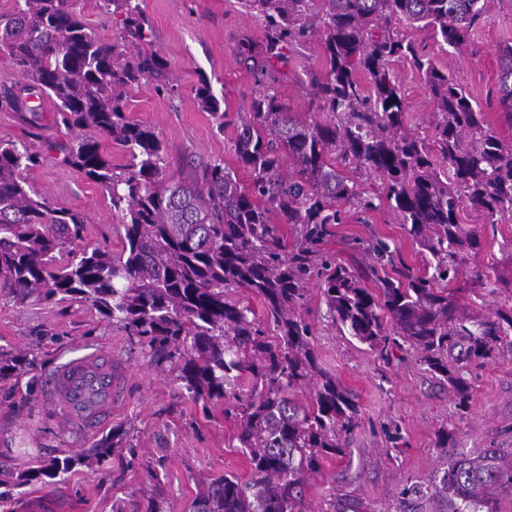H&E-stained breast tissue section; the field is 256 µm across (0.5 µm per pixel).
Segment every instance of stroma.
Returning <instances> with one entry per match:
<instances>
[{
  "instance_id": "35a3bbf8",
  "label": "stroma",
  "mask_w": 512,
  "mask_h": 512,
  "mask_svg": "<svg viewBox=\"0 0 512 512\" xmlns=\"http://www.w3.org/2000/svg\"><path fill=\"white\" fill-rule=\"evenodd\" d=\"M154 31V47L168 65L178 95L157 94L145 80L127 94L131 121L154 129L168 146L166 171L190 176L195 167L224 160L233 164L236 129H218L195 98L199 79H206L226 112L236 113L250 99L255 79L239 48L241 36L264 39L259 20L237 0H140ZM403 34L429 53L482 106L488 123L512 142V125L500 117L498 45L512 43V0H488L487 11L463 52H444L425 30ZM278 93L291 112L309 120L311 82L326 72L320 40L290 53ZM393 72L402 87L409 123L431 138L433 109L419 75L403 62ZM42 139L29 181L51 203L84 213L87 239L111 251L121 248V219L107 194L61 154L52 141L66 140L67 129L54 125V104L40 100ZM463 224L479 229L482 248L458 275L453 298L460 312H512V218L483 223L464 209ZM381 238L400 258L418 267L415 244L387 209L361 214L348 211L327 250L348 266L367 263L356 239ZM499 276L496 290L469 286L473 270ZM304 310L317 325L314 347L321 366L356 397L359 426L341 438L343 454L323 457L307 485L308 512H445L444 502L428 496L401 498L403 485L441 477L451 458L485 448L512 451V345L492 358L465 363L466 409L448 383L428 371L414 350L393 351L382 359L345 331L323 323L326 306L316 285H308ZM109 348L128 365L130 375L112 410V421L97 433H74L45 403L44 377L75 350ZM0 352L26 365L16 380L0 383V490L9 499L0 512H30L35 500L51 498L56 512H128L131 504L159 499L163 512H189L201 480L232 474L250 477L247 456L235 440L238 421L225 415L223 404L203 409L183 394L174 362L154 359L136 337L102 319L80 302L15 303L0 298ZM122 434V448L134 449L139 465L119 469L111 464L78 465L57 485H19L15 479L41 461L98 447ZM447 445H440V437Z\"/></svg>"
}]
</instances>
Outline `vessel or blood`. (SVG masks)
I'll list each match as a JSON object with an SVG mask.
<instances>
[{
  "instance_id": "1",
  "label": "vessel or blood",
  "mask_w": 512,
  "mask_h": 512,
  "mask_svg": "<svg viewBox=\"0 0 512 512\" xmlns=\"http://www.w3.org/2000/svg\"><path fill=\"white\" fill-rule=\"evenodd\" d=\"M115 385L111 356L84 353L51 371L48 402L60 409L67 426L98 429L112 416Z\"/></svg>"
}]
</instances>
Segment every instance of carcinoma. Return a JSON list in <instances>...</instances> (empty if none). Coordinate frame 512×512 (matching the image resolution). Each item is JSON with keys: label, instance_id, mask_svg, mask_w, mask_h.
<instances>
[{"label": "carcinoma", "instance_id": "cac0c4a2", "mask_svg": "<svg viewBox=\"0 0 512 512\" xmlns=\"http://www.w3.org/2000/svg\"><path fill=\"white\" fill-rule=\"evenodd\" d=\"M239 3L265 29L263 44L246 38L240 45L256 90L234 122L235 166L215 160L191 180L166 174L165 144L125 112L128 90L143 80L169 96L177 90L151 49L153 29L138 0H95L121 26L119 45L90 31L69 0H23L0 12V54L29 80L20 92L3 90L0 110L27 112L38 129L41 108L31 98L45 95L55 101L57 126L92 129L128 155L114 167L100 142L82 134L56 145L120 214L124 235L114 254L85 242L82 213L34 190L26 176L39 159L33 143L0 139V297L82 302L151 355L177 360L182 389L203 410L232 403L250 479L225 474L205 483L193 512H306V486L320 458L344 453L340 434L351 433L359 418L354 394L318 367L314 328L298 311L307 284L318 286L333 325L384 358L395 348L414 349L465 409L466 381L448 352L462 339L464 360L492 357L512 335V314L464 315L448 295L482 245L478 230L459 217L465 207L485 224L512 216V143L497 136L450 70L393 28L399 21L427 30L441 49L459 52L487 0ZM316 35L327 69L311 82L313 113L303 121L278 96V65ZM497 55L500 106L512 124V45H499ZM398 61L418 72L433 104L430 142L407 125L392 69ZM196 97L219 128L229 124L207 81ZM371 178L382 195L364 188ZM384 204L418 246L423 268L396 264L380 239L363 247L370 262L362 273L325 249L344 208L366 213ZM233 290L259 298L266 322L230 298ZM23 365L0 358V381ZM244 377L251 383L245 395ZM311 383V400H298L297 390ZM115 445L53 458L17 480L46 483L92 458L104 461ZM495 486L512 487V461L504 462L500 448H484L451 461L434 493L448 512H499L487 496Z\"/></svg>", "mask_w": 512, "mask_h": 512}]
</instances>
